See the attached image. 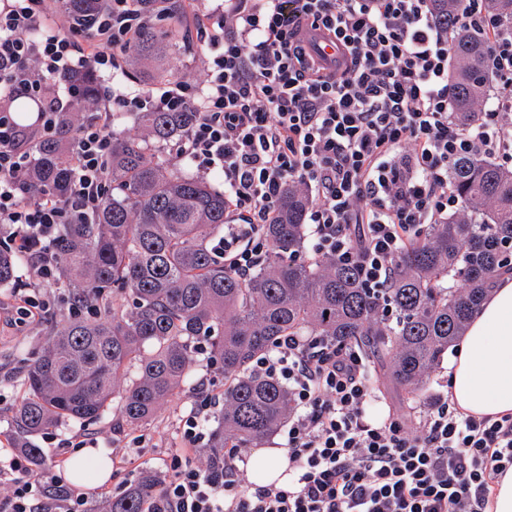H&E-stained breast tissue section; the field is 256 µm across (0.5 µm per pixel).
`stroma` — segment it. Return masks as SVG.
I'll return each mask as SVG.
<instances>
[{
	"label": "stroma",
	"mask_w": 512,
	"mask_h": 512,
	"mask_svg": "<svg viewBox=\"0 0 512 512\" xmlns=\"http://www.w3.org/2000/svg\"><path fill=\"white\" fill-rule=\"evenodd\" d=\"M165 26L173 30L177 49L167 52L156 63L140 60L136 53H129L126 64L129 76L157 69L169 77L179 72L201 74L197 41L188 35L193 27L191 19L178 15L166 20ZM32 280V270L23 263L17 269L15 283L0 287V449L14 447L18 436L13 414L24 393L17 376L21 357L31 358L40 353L47 337L63 330L72 318L66 304L55 302L26 325L16 326L12 321L16 307L14 292ZM449 366V361H442L432 372L427 385L414 394L394 387L389 381H382L384 397L374 405L373 415L381 416L391 409L402 411L408 405L427 402L439 384L446 382ZM192 396L191 388L178 389L153 418L133 426L123 422L117 403L111 401L96 423L64 420L32 436L31 441L41 448L48 470L58 475L63 474L78 447L96 449L111 460L112 475L104 483L89 484L86 492L91 497L103 490L112 492L119 484L136 481L147 472L164 473L165 457L180 445L174 429L175 421L189 408ZM136 443L141 444L142 453L123 458L124 449Z\"/></svg>",
	"instance_id": "35a3bbf8"
}]
</instances>
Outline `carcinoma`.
Here are the masks:
<instances>
[{
    "label": "carcinoma",
    "instance_id": "cac0c4a2",
    "mask_svg": "<svg viewBox=\"0 0 512 512\" xmlns=\"http://www.w3.org/2000/svg\"><path fill=\"white\" fill-rule=\"evenodd\" d=\"M71 20L101 19L102 0H64ZM446 19L461 0H431ZM512 23V0H487ZM449 80L454 118L475 121L487 100L488 49L483 36L450 27ZM176 43L159 23L148 24L137 47L145 60ZM95 85L64 115L58 136L35 145L26 193L64 195L72 172L63 162L78 113L94 104ZM187 112H140L145 135L157 143L183 132ZM112 188L91 224H66L59 258L81 306L112 296V311L96 320L75 319L40 355L24 363L25 395L14 419L19 447L36 466L41 451L29 437L62 420L93 423L114 398L129 425L151 419L174 391L193 380L197 343L224 374V410L211 444V462H223L224 443L246 448L275 433L288 419L287 390L250 373L252 361L281 336H326L388 358L387 376L413 393L448 348L464 335L500 270L511 266L512 169L484 155H462L448 172L459 209L418 236L394 261L391 287L375 295L353 271L332 258L294 260L306 247L308 193L290 185L280 219L267 227L270 253L248 279L239 278L211 245L224 228V193L177 163L163 166L135 139L112 132ZM21 255L0 250V285L14 280ZM395 320L382 318L384 307ZM136 378L122 382L130 367ZM154 482L141 481L112 497L105 512H141Z\"/></svg>",
    "mask_w": 512,
    "mask_h": 512
}]
</instances>
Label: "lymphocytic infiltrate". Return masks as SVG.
<instances>
[{
  "label": "lymphocytic infiltrate",
  "instance_id": "obj_1",
  "mask_svg": "<svg viewBox=\"0 0 512 512\" xmlns=\"http://www.w3.org/2000/svg\"><path fill=\"white\" fill-rule=\"evenodd\" d=\"M180 11L193 19L205 77L176 75L157 93L114 80L149 20L138 0H104L90 30L73 25L59 0H0V235L34 274L22 317L44 308L40 287L56 277L62 225L93 219L112 182L119 113H189L176 155L223 174L233 219L220 251L243 279L270 251L265 227L289 184L309 195L311 257L336 258L379 290L393 280L392 258L458 208L448 184L457 156L512 165V25L485 0H464L454 24L486 38L497 106L465 128L451 118L452 43L430 0H181ZM310 29L343 46L340 66L327 67ZM93 77L102 86L69 153V193L25 199L32 142L58 132ZM20 97L38 102L36 127L15 121L10 102ZM404 151L407 168L395 161ZM251 371L288 392L287 483H250L231 442L220 466H194L219 405L200 391L179 422L183 446L141 512H491L512 468V413L477 418L442 390L429 404L372 416L382 391L361 348L285 336ZM0 481L10 487L0 512H88L85 493L33 473L20 450L0 464Z\"/></svg>",
  "mask_w": 512,
  "mask_h": 512
}]
</instances>
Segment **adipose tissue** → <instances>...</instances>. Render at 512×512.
<instances>
[{
  "label": "adipose tissue",
  "mask_w": 512,
  "mask_h": 512,
  "mask_svg": "<svg viewBox=\"0 0 512 512\" xmlns=\"http://www.w3.org/2000/svg\"><path fill=\"white\" fill-rule=\"evenodd\" d=\"M449 394L475 416L512 412V271L502 270L469 321L451 365Z\"/></svg>",
  "instance_id": "obj_1"
}]
</instances>
